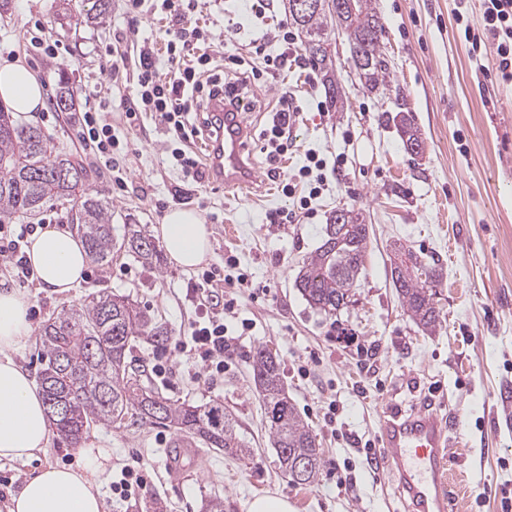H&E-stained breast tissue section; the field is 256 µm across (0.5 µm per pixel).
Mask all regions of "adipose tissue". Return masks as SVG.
Returning <instances> with one entry per match:
<instances>
[{"instance_id": "ef3b65f1", "label": "adipose tissue", "mask_w": 512, "mask_h": 512, "mask_svg": "<svg viewBox=\"0 0 512 512\" xmlns=\"http://www.w3.org/2000/svg\"><path fill=\"white\" fill-rule=\"evenodd\" d=\"M0 101L14 112L30 114L44 106L41 83L21 62L0 64ZM171 262L196 267L210 253L206 224L192 210L167 213L157 228ZM26 256L41 287L68 292L84 278L88 256L67 228L48 227L28 240ZM29 294L0 289V461L25 462L46 450L51 429L43 394L17 356L33 334ZM109 456L85 450L77 467L47 465L24 479L7 512H104L101 476Z\"/></svg>"}]
</instances>
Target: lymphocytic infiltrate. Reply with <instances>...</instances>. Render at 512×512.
<instances>
[{
  "instance_id": "1",
  "label": "lymphocytic infiltrate",
  "mask_w": 512,
  "mask_h": 512,
  "mask_svg": "<svg viewBox=\"0 0 512 512\" xmlns=\"http://www.w3.org/2000/svg\"><path fill=\"white\" fill-rule=\"evenodd\" d=\"M197 0H160L162 11L177 17L179 26L166 43L165 57H158L151 43L138 48L139 68L136 82V103L127 108L129 126H136L141 113L152 112L165 125L170 145L165 153L172 166L180 168L184 177L199 181L202 172L198 161L186 152L182 144L188 135L200 136L207 131L205 116L208 98L219 91H231L242 96L249 80L275 77L286 67L295 51V35L286 23L266 30L252 39L246 53H230L224 57L223 74H215L214 58L201 51V44L211 38L210 32L192 25L191 15ZM485 34L497 44V62L487 73L489 79L512 83V0H483ZM295 107L291 96L281 94L279 107L271 124L263 130L261 147L269 162L287 153L292 145L291 128ZM80 136L94 150L99 161L111 163L120 147L110 124L100 113L87 112L81 118ZM34 230L23 224L16 229L0 225V233L8 241L0 245V261L14 270L19 282L28 283L35 276L22 245ZM178 352L200 359L206 379L223 376L236 347L227 336L224 319L212 313L205 321L193 322L188 340L178 342Z\"/></svg>"
}]
</instances>
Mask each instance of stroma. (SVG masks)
I'll use <instances>...</instances> for the list:
<instances>
[{
  "instance_id": "obj_1",
  "label": "stroma",
  "mask_w": 512,
  "mask_h": 512,
  "mask_svg": "<svg viewBox=\"0 0 512 512\" xmlns=\"http://www.w3.org/2000/svg\"><path fill=\"white\" fill-rule=\"evenodd\" d=\"M373 6L386 31L387 87L370 92L355 82L348 40L339 32L333 40L344 111H317L326 95L308 62L283 68L274 85H250V152L262 179L247 191L184 179L166 159L168 134L155 114L142 115L133 129L126 123L123 103L135 96L137 47L148 41L164 49L176 26L169 14L134 15L125 0H108L102 17L79 23L68 12L89 9L88 0H7L0 8V61H23L44 85L46 104L31 124L86 169L89 193L112 206L117 240L111 262L89 265L85 282L67 294L26 285L34 328L89 292L129 295L171 332L161 349L136 342L130 359L144 385L174 401L223 402L252 450L238 459L158 424L94 425L80 443L55 435L28 462H0V512L26 475L49 464L81 463L82 448L91 444L112 459L103 482L106 512H203L215 498L224 512H243L245 500L268 490L287 496L295 512H407L389 473L367 464L365 447L378 445L387 410L426 406L454 424L458 512H512V402L501 399L503 387H512V86L485 80L481 67L493 65L495 45L475 59L457 26L461 15L482 29L481 0H373ZM269 14L266 21L254 17L245 0H200L192 20L219 39L235 33V43L224 47L230 53L288 19L284 0H272ZM39 38L59 44L56 57L35 49ZM115 47L126 62L112 73L103 64ZM65 82L80 89L71 112L53 106ZM284 92L298 108L293 145L271 165L257 135ZM88 110L104 113L129 143L111 165L96 161L78 138V115ZM400 110L421 130L420 155L405 149L395 120ZM311 152L329 163L342 158L340 173L328 174L303 223H266L268 213L297 204L282 194L270 167L297 174ZM339 206L361 209L372 230L353 302L328 315L309 307L295 279ZM173 208L203 217L211 254L188 271L169 261L158 270L145 267L123 246L124 227L136 224L152 234ZM397 240L444 268L436 332L413 323L392 286ZM206 271L216 274L215 291L236 301L224 316L236 360L210 383L199 377L198 363L174 350L199 316L186 288ZM241 274L267 294L230 287L229 279ZM260 346L276 355L289 396L324 450L312 485L291 484L279 468L253 382L252 354ZM159 362L166 367L162 377L153 370ZM172 454L180 458L173 469L166 465ZM136 457L148 464L150 491L119 500L112 481Z\"/></svg>"
}]
</instances>
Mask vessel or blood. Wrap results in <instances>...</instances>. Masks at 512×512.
<instances>
[{
    "label": "vessel or blood",
    "instance_id": "obj_1",
    "mask_svg": "<svg viewBox=\"0 0 512 512\" xmlns=\"http://www.w3.org/2000/svg\"><path fill=\"white\" fill-rule=\"evenodd\" d=\"M209 113L216 129L206 146L209 177L228 189L258 183L257 168L244 157L248 127L243 106L215 99ZM451 442L446 419L425 408L384 420L381 458L410 512H454L456 500L445 492L453 481Z\"/></svg>",
    "mask_w": 512,
    "mask_h": 512
}]
</instances>
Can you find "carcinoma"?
I'll list each match as a JSON object with an SVG mask.
<instances>
[{"label": "carcinoma", "instance_id": "cac0c4a2", "mask_svg": "<svg viewBox=\"0 0 512 512\" xmlns=\"http://www.w3.org/2000/svg\"><path fill=\"white\" fill-rule=\"evenodd\" d=\"M332 2L317 0V6L303 15L291 8L288 12L310 61L322 73L331 106L342 112L346 92L336 76L331 32L339 25L344 28L351 66L361 87L371 92L387 83L385 28L372 0H351L339 17ZM395 119L405 147L423 146L412 115L399 112ZM86 178V169L55 152L39 128L20 124L15 113L0 105V216L32 215L50 200L68 198L77 206L71 223L78 225L88 257L106 264L114 246L112 207L87 192ZM328 221L323 243L305 261L295 287L310 307L332 314L354 296L370 229L360 209L344 207L339 217L333 211ZM123 243L142 264L161 267V250L139 225H126ZM392 252L391 281L404 310L424 330L435 331L441 323L435 301L442 277L439 261H429L397 242ZM168 336V328L129 296L107 289L90 292L77 306L50 317L40 328L39 381L46 405L58 403L64 409L61 414L48 409L52 429L75 444L94 424L120 426L136 417L195 435L209 447L239 458L250 456L235 416L222 403H173L145 387L140 375L130 369L134 339L159 346ZM252 372L282 473L294 485L313 484L323 466L322 449L288 399L279 361L270 350L259 347L252 356Z\"/></svg>", "mask_w": 512, "mask_h": 512}]
</instances>
